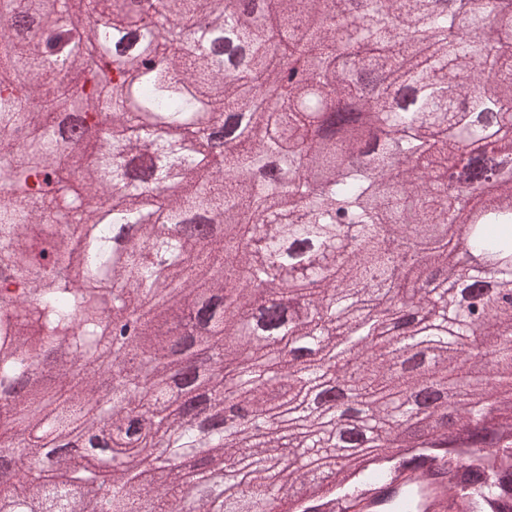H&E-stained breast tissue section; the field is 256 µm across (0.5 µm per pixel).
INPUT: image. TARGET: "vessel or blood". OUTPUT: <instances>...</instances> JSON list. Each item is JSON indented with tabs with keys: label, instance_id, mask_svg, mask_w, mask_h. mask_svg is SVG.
Here are the masks:
<instances>
[{
	"label": "vessel or blood",
	"instance_id": "b4317fda",
	"mask_svg": "<svg viewBox=\"0 0 512 512\" xmlns=\"http://www.w3.org/2000/svg\"><path fill=\"white\" fill-rule=\"evenodd\" d=\"M449 490L433 477L410 478L408 484L382 483L376 495L357 501L356 512H390L405 507L406 512H448Z\"/></svg>",
	"mask_w": 512,
	"mask_h": 512
}]
</instances>
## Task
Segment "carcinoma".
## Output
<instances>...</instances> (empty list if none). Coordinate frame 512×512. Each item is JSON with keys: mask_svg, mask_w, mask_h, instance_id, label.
Listing matches in <instances>:
<instances>
[{"mask_svg": "<svg viewBox=\"0 0 512 512\" xmlns=\"http://www.w3.org/2000/svg\"><path fill=\"white\" fill-rule=\"evenodd\" d=\"M0 0V394L28 380L34 356L64 346L73 356L43 387L0 400V446L23 460L51 436L107 430L124 460L98 512H349V498L379 476L440 458L454 512H512V423L482 433L493 390L512 403V323L494 374L457 370L479 343L486 307L459 306L448 230L475 226L462 244L512 258V177L493 204H470L475 165L512 159V0H501L497 39L483 0ZM303 62L305 78L268 109L257 91ZM381 75L360 96L396 133L368 166L348 164L360 133L315 113L359 96L353 73ZM54 87L51 97L41 88ZM242 113L240 140L209 156L224 114ZM296 160L288 187L259 177ZM172 179L173 194L145 191ZM461 186L448 203V187ZM440 283L417 287L402 307L424 309L389 326L348 299L354 287L377 307L378 285L398 277L411 234ZM319 285L301 296V285ZM219 365L241 355L237 375L248 421L238 430L194 419L177 393L140 397L143 366L113 355L125 346L158 377L188 354L180 329ZM366 359L351 405L317 404L341 376L339 359ZM108 383L102 414L84 401ZM469 387L468 398L430 413L434 434L414 427L407 398L428 386ZM361 452L340 461L360 400ZM271 429L251 432V423ZM473 426L451 455L448 427ZM153 477L137 481L143 452ZM302 464L283 467L282 449ZM193 460L188 479L168 465ZM110 459L61 457L9 488L15 512H76L69 486L88 488ZM224 493L210 494L215 470Z\"/></svg>", "mask_w": 512, "mask_h": 512, "instance_id": "obj_1", "label": "carcinoma"}]
</instances>
